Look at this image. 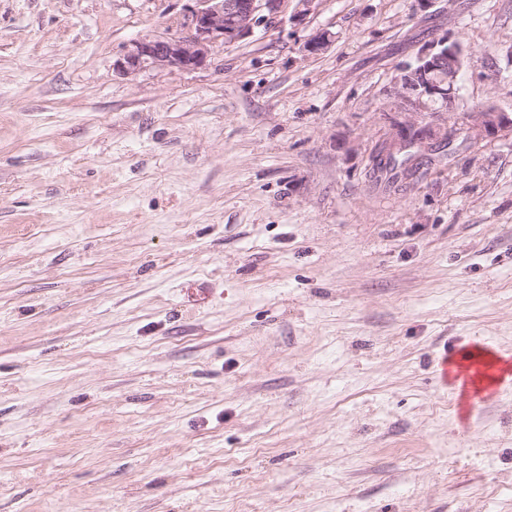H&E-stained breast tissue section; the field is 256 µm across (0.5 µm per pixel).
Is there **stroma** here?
Listing matches in <instances>:
<instances>
[{"mask_svg": "<svg viewBox=\"0 0 512 512\" xmlns=\"http://www.w3.org/2000/svg\"><path fill=\"white\" fill-rule=\"evenodd\" d=\"M186 0H0V512H512V136L370 178L402 63L512 116V0H320L192 71ZM327 48L305 54L316 31Z\"/></svg>", "mask_w": 512, "mask_h": 512, "instance_id": "1", "label": "stroma"}]
</instances>
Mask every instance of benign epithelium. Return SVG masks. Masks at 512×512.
Here are the masks:
<instances>
[{
    "label": "benign epithelium",
    "instance_id": "obj_1",
    "mask_svg": "<svg viewBox=\"0 0 512 512\" xmlns=\"http://www.w3.org/2000/svg\"><path fill=\"white\" fill-rule=\"evenodd\" d=\"M296 2L288 10L290 2ZM319 0H188L187 9L179 25L185 29L182 36L141 38L130 43L116 60V70L134 75L142 69L195 70L207 65L214 47L236 44L250 36L260 24L272 23L290 14L296 24L305 21ZM452 54L457 66L448 70V76L432 80L434 61L441 53ZM462 68L461 48L448 36L433 38L417 53L415 59L401 68L394 86L387 91L393 98L399 114L405 121H395L383 138L387 151L396 154L412 147L431 148L434 145L453 144L460 135L476 145L486 138L512 134V119L496 109L469 114L462 130L441 123L445 112L456 109L458 74ZM432 101H441L445 107L433 113L432 119L420 117Z\"/></svg>",
    "mask_w": 512,
    "mask_h": 512
}]
</instances>
